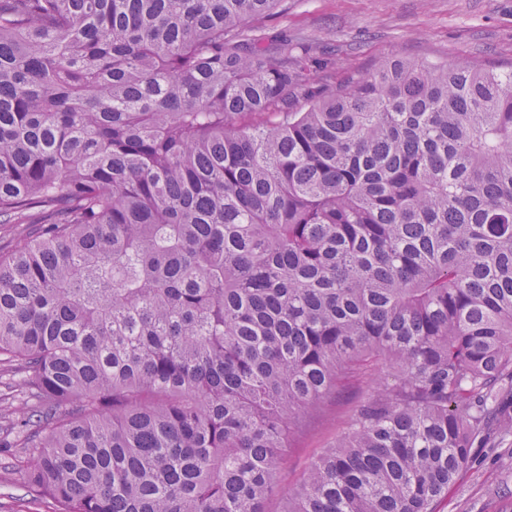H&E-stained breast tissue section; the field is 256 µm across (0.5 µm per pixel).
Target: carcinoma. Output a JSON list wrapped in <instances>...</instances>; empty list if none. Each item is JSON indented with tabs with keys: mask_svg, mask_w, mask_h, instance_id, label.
<instances>
[{
	"mask_svg": "<svg viewBox=\"0 0 512 512\" xmlns=\"http://www.w3.org/2000/svg\"><path fill=\"white\" fill-rule=\"evenodd\" d=\"M280 2L0 0V454L57 512H434L512 430V72L313 91ZM344 381L339 393L325 403L323 413L302 432H296L290 425L288 448H285V461L280 472L283 489L296 487L303 479L310 463L328 448L342 431L355 402L354 388Z\"/></svg>",
	"mask_w": 512,
	"mask_h": 512,
	"instance_id": "obj_1",
	"label": "carcinoma"
}]
</instances>
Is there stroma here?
Segmentation results:
<instances>
[{"label": "stroma", "instance_id": "obj_1", "mask_svg": "<svg viewBox=\"0 0 512 512\" xmlns=\"http://www.w3.org/2000/svg\"><path fill=\"white\" fill-rule=\"evenodd\" d=\"M262 28L271 37L307 40L308 69L317 80L339 83L395 58L512 70V0H284ZM354 402L353 388L341 385L317 419L290 433L280 472L283 489L302 481L342 431ZM511 457L512 434L475 444L468 469L435 512H512ZM0 512H56V506L18 476L0 472Z\"/></svg>", "mask_w": 512, "mask_h": 512}]
</instances>
